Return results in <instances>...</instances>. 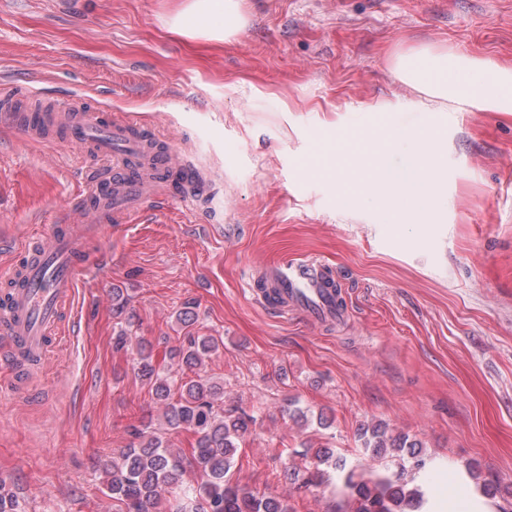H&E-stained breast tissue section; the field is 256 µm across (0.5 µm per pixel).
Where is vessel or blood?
Returning a JSON list of instances; mask_svg holds the SVG:
<instances>
[{
	"mask_svg": "<svg viewBox=\"0 0 512 512\" xmlns=\"http://www.w3.org/2000/svg\"><path fill=\"white\" fill-rule=\"evenodd\" d=\"M67 138L84 152L87 176L75 203L98 224H125L159 202V189L172 174L182 173L189 186L177 201L192 206L205 191L173 144L150 124L124 113L104 117L78 109L63 119ZM89 226L54 225L49 238L30 236L24 261L0 274V341L9 346L6 365L29 357L41 359L62 332L66 310L79 286V274L90 264L84 250ZM262 287L249 292L264 309L332 325L344 321L348 305L331 269L313 259L284 258L255 273Z\"/></svg>",
	"mask_w": 512,
	"mask_h": 512,
	"instance_id": "vessel-or-blood-1",
	"label": "vessel or blood"
}]
</instances>
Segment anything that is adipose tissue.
<instances>
[{
	"mask_svg": "<svg viewBox=\"0 0 512 512\" xmlns=\"http://www.w3.org/2000/svg\"><path fill=\"white\" fill-rule=\"evenodd\" d=\"M243 27L240 0H189L170 21L173 32L189 39L224 41ZM395 69L401 80L419 87L417 106L425 112L512 113V67L454 52L398 56ZM413 147L410 168L385 170L386 182L403 202V216L430 215L437 204L440 175L439 139L435 130L421 126L398 130Z\"/></svg>",
	"mask_w": 512,
	"mask_h": 512,
	"instance_id": "adipose-tissue-1",
	"label": "adipose tissue"
}]
</instances>
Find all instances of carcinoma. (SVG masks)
<instances>
[{
    "instance_id": "1",
    "label": "carcinoma",
    "mask_w": 512,
    "mask_h": 512,
    "mask_svg": "<svg viewBox=\"0 0 512 512\" xmlns=\"http://www.w3.org/2000/svg\"><path fill=\"white\" fill-rule=\"evenodd\" d=\"M197 320L192 302L177 311L176 321L185 336L169 349L168 369L155 363L150 344L133 341L128 330L112 337L117 350L136 346V375L160 405L164 428L150 424L131 428L129 446L102 468L104 495L117 506L116 512H150L166 494L172 497L168 512H290L283 498L248 492L227 478L238 442L251 433L257 418L253 411H224V387L202 374L223 341L189 332ZM180 430L196 436L189 456L171 447L167 437ZM358 440L370 458L385 463L383 471L353 466L335 449L318 448L311 455L303 453L310 462L302 484H320L330 468L343 481L352 512H432L428 491L417 482L430 458L417 440L383 422L362 425ZM189 467L203 476L196 488L183 484ZM0 512H24L1 480Z\"/></svg>"
}]
</instances>
